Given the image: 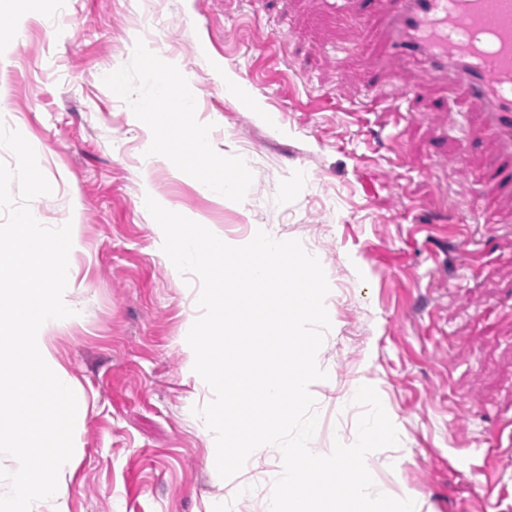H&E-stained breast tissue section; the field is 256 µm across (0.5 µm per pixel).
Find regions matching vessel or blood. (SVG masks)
<instances>
[{
  "label": "vessel or blood",
  "mask_w": 512,
  "mask_h": 512,
  "mask_svg": "<svg viewBox=\"0 0 512 512\" xmlns=\"http://www.w3.org/2000/svg\"><path fill=\"white\" fill-rule=\"evenodd\" d=\"M490 9V41L451 39ZM386 36L396 70L420 65L423 76L447 77L480 103L486 128L509 157L492 177L512 190V0H392Z\"/></svg>",
  "instance_id": "b4317fda"
}]
</instances>
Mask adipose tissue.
I'll list each match as a JSON object with an SVG mask.
<instances>
[{"instance_id":"1","label":"adipose tissue","mask_w":512,"mask_h":512,"mask_svg":"<svg viewBox=\"0 0 512 512\" xmlns=\"http://www.w3.org/2000/svg\"><path fill=\"white\" fill-rule=\"evenodd\" d=\"M146 74L156 88V98L135 97L130 105L140 126L161 136L155 158L174 172L187 168L200 172L198 186L206 193L222 198L240 196L244 178L216 156L207 125L186 120V113L195 111L196 102L171 59L155 55Z\"/></svg>"}]
</instances>
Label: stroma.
Instances as JSON below:
<instances>
[{
  "label": "stroma",
  "instance_id": "35a3bbf8",
  "mask_svg": "<svg viewBox=\"0 0 512 512\" xmlns=\"http://www.w3.org/2000/svg\"><path fill=\"white\" fill-rule=\"evenodd\" d=\"M367 16L365 29L354 15ZM384 17L368 0H29L0 5V97L8 127L35 149L52 192L42 224L76 226L65 300L47 328L84 388L67 512H264L278 449L254 451L218 481L215 437L195 411L214 397L194 372L187 334L198 278L162 252L140 204L173 210L243 240L262 226L318 257L331 326L317 360L312 448L356 439L376 389L399 438L369 454L375 491L419 512L512 506V196L481 173L498 156L482 109L456 84L419 70L392 76ZM164 53L191 84L195 121L241 168L232 200L203 194L195 173L142 169L156 139L112 90L149 97L143 64ZM241 86L224 94V79ZM415 94L401 114L389 109Z\"/></svg>",
  "mask_w": 512,
  "mask_h": 512
}]
</instances>
